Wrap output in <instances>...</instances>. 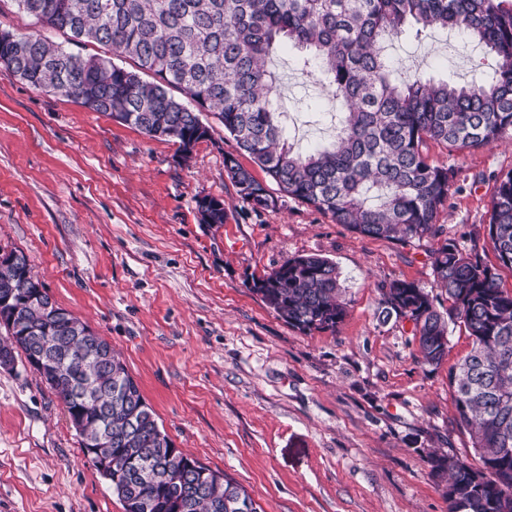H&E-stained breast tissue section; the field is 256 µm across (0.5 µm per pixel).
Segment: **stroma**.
<instances>
[{
    "label": "stroma",
    "mask_w": 512,
    "mask_h": 512,
    "mask_svg": "<svg viewBox=\"0 0 512 512\" xmlns=\"http://www.w3.org/2000/svg\"><path fill=\"white\" fill-rule=\"evenodd\" d=\"M392 54L409 72L467 80L492 65L450 33L405 38ZM301 149L329 138L334 105L288 49L273 55ZM190 160L156 139L0 64V254L24 253L56 304L109 342L160 428L180 450L245 487L259 512H448L432 454L469 459L449 377L470 351L449 322L439 365L419 359L410 323L382 321V282H415L447 311L434 282L442 241L512 270L489 243L487 212L512 142L448 153L453 170L441 238L360 236L282 197L256 211L224 169L236 144L217 117ZM222 199L221 224L196 200ZM317 254L341 276L346 315L335 332L289 326L247 286L284 260ZM0 369V512H124L82 448L63 402L15 351Z\"/></svg>",
    "instance_id": "35a3bbf8"
}]
</instances>
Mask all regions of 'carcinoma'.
<instances>
[{
  "mask_svg": "<svg viewBox=\"0 0 512 512\" xmlns=\"http://www.w3.org/2000/svg\"><path fill=\"white\" fill-rule=\"evenodd\" d=\"M38 23L72 43L96 42L134 61L83 56L37 31L0 42L7 68L52 91L178 146L210 137L213 113L239 152L249 155L287 197L371 238L422 240L440 234L451 170L430 161L429 142L450 152L488 148L512 137V6L507 0H15ZM453 30L495 59L490 78L465 83L402 70L386 53L396 40ZM301 52L302 70L318 72L338 104L333 139L309 153L285 134L279 82L269 68L278 46ZM149 74L145 81L140 74ZM178 88L189 106L169 94ZM224 169L255 210L276 204L267 186L233 154ZM488 234L512 269V171L496 177ZM433 275L448 295L472 349L450 377L458 420L476 463L434 460L458 499L449 512H512L498 482L512 479V292L498 270L445 242ZM33 279L27 257L0 266V310L16 316L12 349L42 353L48 385L70 417L80 416L82 447L112 459V492L125 512H257L246 490L197 459L172 452L140 388L108 343L88 340L72 314L55 318L51 297L15 302ZM250 288L288 325L335 332L346 306L335 263L318 255L286 259ZM382 320H414L426 364H439L448 327L434 299L406 280L379 286Z\"/></svg>",
  "mask_w": 512,
  "mask_h": 512,
  "instance_id": "1",
  "label": "carcinoma"
}]
</instances>
